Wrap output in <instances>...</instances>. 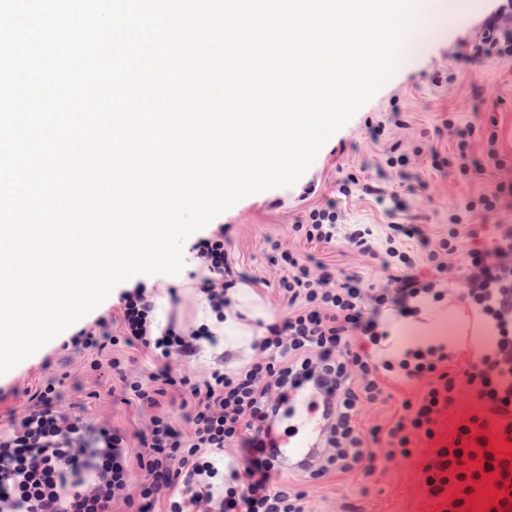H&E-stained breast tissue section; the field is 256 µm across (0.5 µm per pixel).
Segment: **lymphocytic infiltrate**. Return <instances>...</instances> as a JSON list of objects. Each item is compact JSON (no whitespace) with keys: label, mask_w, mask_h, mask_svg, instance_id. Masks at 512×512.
I'll return each mask as SVG.
<instances>
[{"label":"lymphocytic infiltrate","mask_w":512,"mask_h":512,"mask_svg":"<svg viewBox=\"0 0 512 512\" xmlns=\"http://www.w3.org/2000/svg\"><path fill=\"white\" fill-rule=\"evenodd\" d=\"M507 14L496 9L483 23L474 56L512 57V38L501 36ZM512 197V180L469 201L448 217L447 233L420 237L417 227L393 223L343 224L335 204L311 209L294 225L306 241L340 246L368 256L387 271V284L364 287L359 276L325 262L309 265L277 240L268 243V262L280 274L286 310L264 324L246 365H215L203 379L174 373L170 362L195 356L203 329L167 325L154 335V295L137 286L122 292L118 309L123 334L109 333L105 320L84 325L72 347L98 356L108 347L151 354L157 364L147 377L131 374L120 358L109 359L113 376L134 400L158 405L168 389L182 394L187 430L160 413L147 431L129 438L107 424L92 425L60 409L59 381L42 384L21 414L0 424V512H112L123 502L134 512H307V494L275 486L281 470L277 448L279 415L290 392L312 389L327 418L324 446L298 471L314 482L331 471L372 476L378 465L411 458L433 440L441 418L466 384L480 408L461 422L448 445L432 449L421 469L432 497L444 512H470L474 490L491 474L498 498L486 512H512V455L498 458L490 443L512 444V225L482 247L462 250V238H478L471 219L497 210ZM194 249L211 276L198 287L213 311L223 313L226 292L243 277L224 248V231L200 237ZM463 285L461 297L488 335L461 374L450 370L451 348L408 347L387 353L395 322L417 317L448 294L449 280ZM424 381L415 397L386 425L362 429L363 404L388 398V383ZM243 450L241 464H225L224 452ZM228 482L225 494L216 485Z\"/></svg>","instance_id":"f902f5d3"}]
</instances>
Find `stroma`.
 <instances>
[{
    "instance_id": "35a3bbf8",
    "label": "stroma",
    "mask_w": 512,
    "mask_h": 512,
    "mask_svg": "<svg viewBox=\"0 0 512 512\" xmlns=\"http://www.w3.org/2000/svg\"><path fill=\"white\" fill-rule=\"evenodd\" d=\"M465 9L441 21L442 35L429 43L415 60L397 66L392 76L354 116L321 148L308 171L290 187L272 188L249 195L216 217L225 229L224 245L247 276L250 289L269 314L280 311L277 278L267 259V242L276 239L287 249L314 260L358 274L364 283L382 280L381 269L357 253L306 242L291 227L304 220L310 209L335 203L345 224H386L390 218L382 205L359 186L350 194L339 191L346 174L360 182L373 181L402 202L404 223L418 226L428 237L448 229V215L465 198L493 190L497 181L512 179V169L466 178L453 167L437 168L433 154L447 156L456 143V131L466 125L483 128L489 118L498 121V149L512 161V58L471 63L456 55L460 45L479 37L483 20L498 6L497 0H464ZM402 125H395V118ZM385 132L374 137L371 123ZM407 155L408 163L392 168L386 163L391 145ZM190 267L175 275H144L140 281L156 290L162 318L176 327L194 325L198 298L190 285ZM467 305L451 298L437 308L424 309L416 327L444 324L448 338L473 334ZM70 337L62 332L16 367L0 375V416L22 411L30 404L29 392L59 374H66L63 406H75L92 423L106 422L135 433L146 430L155 411L183 422L179 393L161 398L153 409L126 402L119 382L109 369L89 370L85 355L63 350ZM420 460L398 459L377 469L370 481L353 473L332 474L316 482L279 472L275 481L308 494L310 512H441L421 483Z\"/></svg>"
}]
</instances>
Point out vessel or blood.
I'll list each match as a JSON object with an SVG mask.
<instances>
[{"instance_id": "vessel-or-blood-1", "label": "vessel or blood", "mask_w": 512, "mask_h": 512, "mask_svg": "<svg viewBox=\"0 0 512 512\" xmlns=\"http://www.w3.org/2000/svg\"><path fill=\"white\" fill-rule=\"evenodd\" d=\"M289 403L292 409V429L279 436L278 446L281 453L289 458L305 459L319 446L324 432L318 397L308 390L295 391L290 393Z\"/></svg>"}]
</instances>
